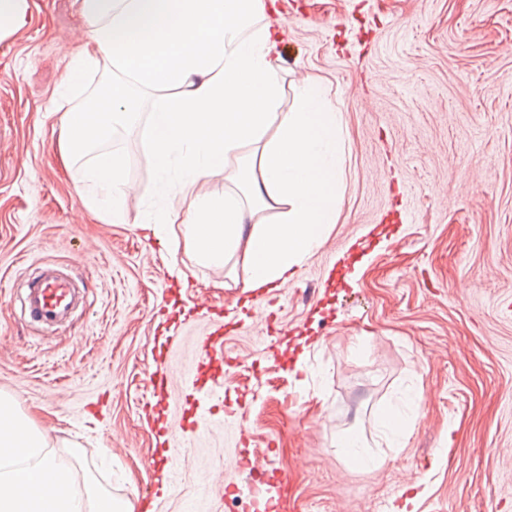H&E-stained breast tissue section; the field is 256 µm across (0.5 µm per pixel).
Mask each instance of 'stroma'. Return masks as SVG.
<instances>
[{"mask_svg":"<svg viewBox=\"0 0 512 512\" xmlns=\"http://www.w3.org/2000/svg\"><path fill=\"white\" fill-rule=\"evenodd\" d=\"M283 94L322 79L347 130L339 218L268 320L224 337V385L200 366L211 319L238 313L242 266L171 251L140 222L156 174L139 123L120 146L132 185L127 223L84 204L59 158L69 104L109 80L91 67L59 93L86 29L77 0H29L0 41V394L53 439L77 485L137 512H228L246 493L241 446L292 482L267 493L292 512H512V0H278ZM84 303L52 328L21 315L17 291L43 267ZM189 266L194 277L176 269ZM163 355L175 392L204 388L202 422L170 420L165 463L149 374ZM414 401L404 445L379 410ZM363 431L380 460L351 467L336 441Z\"/></svg>","mask_w":512,"mask_h":512,"instance_id":"1","label":"stroma"}]
</instances>
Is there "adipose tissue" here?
I'll return each mask as SVG.
<instances>
[{"mask_svg":"<svg viewBox=\"0 0 512 512\" xmlns=\"http://www.w3.org/2000/svg\"><path fill=\"white\" fill-rule=\"evenodd\" d=\"M88 28L63 86L100 63L111 81L94 105L72 106L61 126V160L74 188L112 223L126 221V154L112 143L159 93L141 131L163 207L148 219L171 250L245 271L243 288L283 286L323 243L343 203L346 139L321 80L294 87L280 115L277 0H79ZM238 156L239 192L214 201L199 187ZM52 439L0 395V512H135L128 500L80 492L58 464Z\"/></svg>","mask_w":512,"mask_h":512,"instance_id":"adipose-tissue-1","label":"adipose tissue"}]
</instances>
